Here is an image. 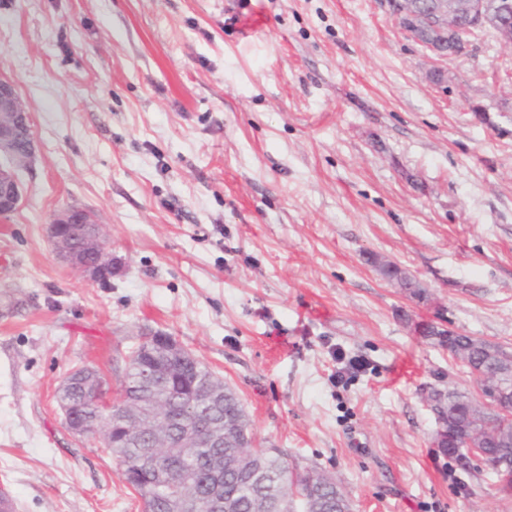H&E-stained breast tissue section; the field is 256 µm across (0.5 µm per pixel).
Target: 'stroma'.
I'll return each instance as SVG.
<instances>
[{
  "mask_svg": "<svg viewBox=\"0 0 512 512\" xmlns=\"http://www.w3.org/2000/svg\"><path fill=\"white\" fill-rule=\"evenodd\" d=\"M0 75L35 135L0 219L16 512H143L56 391L82 366L120 384L151 331L351 512H512L486 464L436 447L432 393L480 383L419 332L442 320L512 353V46L481 30L468 56L434 57L387 0H0ZM69 206L103 225L110 284L54 255ZM382 272L388 279L398 281L402 289L408 292L411 297L418 299L426 297L424 285L415 278H408L397 265L385 264L382 266Z\"/></svg>",
  "mask_w": 512,
  "mask_h": 512,
  "instance_id": "stroma-1",
  "label": "stroma"
}]
</instances>
